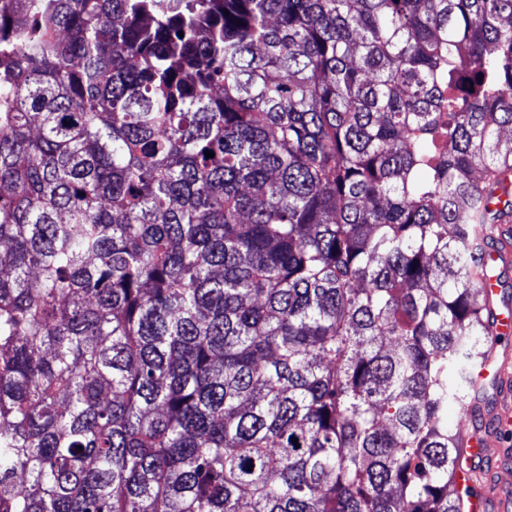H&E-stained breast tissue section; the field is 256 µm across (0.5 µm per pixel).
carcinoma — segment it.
Instances as JSON below:
<instances>
[{"instance_id": "cac0c4a2", "label": "carcinoma", "mask_w": 512, "mask_h": 512, "mask_svg": "<svg viewBox=\"0 0 512 512\" xmlns=\"http://www.w3.org/2000/svg\"><path fill=\"white\" fill-rule=\"evenodd\" d=\"M511 220L512 0H0V512H459ZM512 251V230L508 224L499 225L497 231L492 234V246H486L483 244L482 259L479 264L476 265L473 272L476 274V278L480 280L486 288V294H498L499 287L497 284L498 275H492L488 266L487 261L490 259L496 265L498 260L503 264H506L511 257Z\"/></svg>"}]
</instances>
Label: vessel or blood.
<instances>
[{
    "label": "vessel or blood",
    "instance_id": "1",
    "mask_svg": "<svg viewBox=\"0 0 512 512\" xmlns=\"http://www.w3.org/2000/svg\"><path fill=\"white\" fill-rule=\"evenodd\" d=\"M483 260L474 272L490 293H498L497 278L488 264L492 261L512 260V226L499 225L492 235L490 246L484 247ZM481 376L492 377L495 385L512 380V364L497 358L484 362ZM512 431V393L503 390L492 407L474 402L470 411V425L461 429L465 446L462 465L454 475L457 485H471L476 489L461 512H512V448H495L499 434Z\"/></svg>",
    "mask_w": 512,
    "mask_h": 512
}]
</instances>
